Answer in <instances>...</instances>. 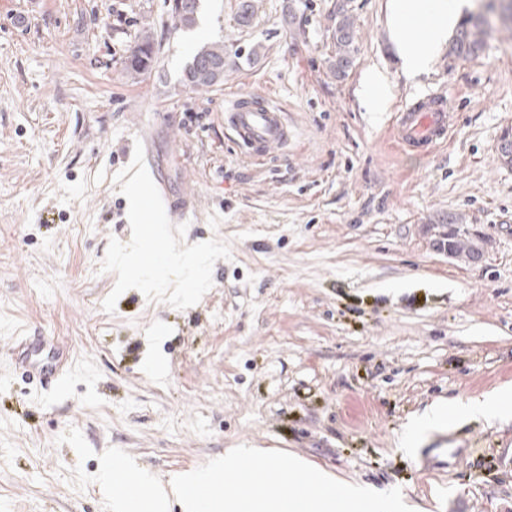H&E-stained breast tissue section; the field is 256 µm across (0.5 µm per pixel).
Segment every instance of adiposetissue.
I'll return each mask as SVG.
<instances>
[{
	"mask_svg": "<svg viewBox=\"0 0 512 512\" xmlns=\"http://www.w3.org/2000/svg\"><path fill=\"white\" fill-rule=\"evenodd\" d=\"M467 5L468 0H386L389 38L406 78L414 79L429 73L434 59L448 42L449 32L456 27ZM423 15L431 18L426 35L410 32V19ZM507 399V394L502 393L484 400L433 405L408 423L406 437L411 441L421 439L427 431L447 425L457 414L487 421L495 419L504 412Z\"/></svg>",
	"mask_w": 512,
	"mask_h": 512,
	"instance_id": "obj_1",
	"label": "adipose tissue"
}]
</instances>
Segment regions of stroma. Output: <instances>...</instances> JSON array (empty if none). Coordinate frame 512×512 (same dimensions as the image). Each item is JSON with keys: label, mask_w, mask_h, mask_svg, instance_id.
Returning a JSON list of instances; mask_svg holds the SVG:
<instances>
[{"label": "stroma", "mask_w": 512, "mask_h": 512, "mask_svg": "<svg viewBox=\"0 0 512 512\" xmlns=\"http://www.w3.org/2000/svg\"><path fill=\"white\" fill-rule=\"evenodd\" d=\"M201 0L176 28L168 0H0V512H104L75 490L108 447L168 480L247 445L338 480L400 488L413 512H512V410L458 419L411 453L430 405L512 391V21L476 54L406 79L385 0H351L354 65L330 69L336 0ZM148 71L125 61L143 30ZM224 45L223 83L182 72ZM379 67L380 111L360 103ZM270 97L290 137L245 157L224 124L234 94ZM444 93L448 141L410 154L394 114ZM149 130V155L128 150ZM158 168L197 222L171 227L173 271L140 263L129 201ZM473 230L449 252L448 220ZM66 345L64 390L17 368L11 342ZM78 428L94 452L58 443ZM457 448L442 465L441 449ZM390 88V78L387 72L376 67L370 68L363 77L362 106L368 112L380 111L379 101Z\"/></svg>", "instance_id": "1"}]
</instances>
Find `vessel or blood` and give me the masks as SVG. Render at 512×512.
I'll use <instances>...</instances> for the list:
<instances>
[{
	"label": "vessel or blood",
	"mask_w": 512,
	"mask_h": 512,
	"mask_svg": "<svg viewBox=\"0 0 512 512\" xmlns=\"http://www.w3.org/2000/svg\"><path fill=\"white\" fill-rule=\"evenodd\" d=\"M224 122L235 134V141L255 158H266L271 150L288 142V126L284 112L267 98L239 93L231 98L224 110ZM452 125L448 100L443 93L425 96L417 105L398 112L392 136L403 150L442 144ZM189 204L183 199H171L165 186L156 176L142 181V200L139 223L152 234V245L142 266L160 268L171 248L170 240L160 234V227L184 223ZM19 362L33 371L46 374L61 382L67 371V354L54 338L37 337L31 340L16 338Z\"/></svg>",
	"instance_id": "obj_1"
}]
</instances>
